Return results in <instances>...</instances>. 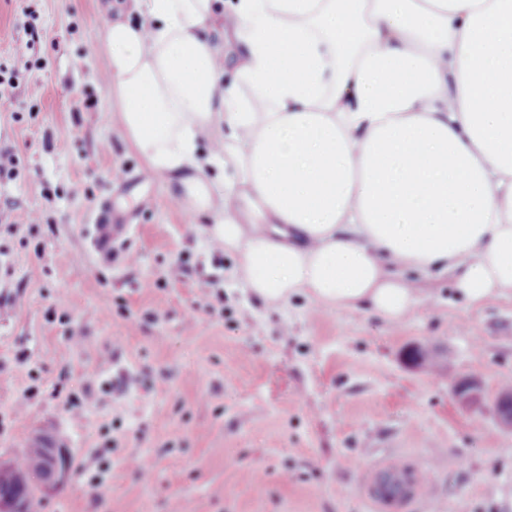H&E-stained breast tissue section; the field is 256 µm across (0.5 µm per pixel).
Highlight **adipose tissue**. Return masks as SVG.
<instances>
[{
	"label": "adipose tissue",
	"mask_w": 512,
	"mask_h": 512,
	"mask_svg": "<svg viewBox=\"0 0 512 512\" xmlns=\"http://www.w3.org/2000/svg\"><path fill=\"white\" fill-rule=\"evenodd\" d=\"M128 144L266 302L387 322L512 291V0H134Z\"/></svg>",
	"instance_id": "1"
}]
</instances>
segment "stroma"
I'll use <instances>...</instances> for the list:
<instances>
[{
	"label": "stroma",
	"mask_w": 512,
	"mask_h": 512,
	"mask_svg": "<svg viewBox=\"0 0 512 512\" xmlns=\"http://www.w3.org/2000/svg\"><path fill=\"white\" fill-rule=\"evenodd\" d=\"M131 4L0 0V62L28 24L39 32L0 110V148L19 157L0 212L41 216H0V287L19 292L0 303V461L40 429L60 435L74 471L42 512H375L365 482L382 464L419 475L405 512H512V432L452 393L462 375L488 402L512 388V295L471 308L437 280L390 325L251 294L122 134L101 42L107 21L138 22ZM120 166L142 184L116 192ZM107 196L137 215L112 267L85 237ZM180 260L188 275H174ZM100 378L124 386L66 409Z\"/></svg>",
	"instance_id": "1"
}]
</instances>
